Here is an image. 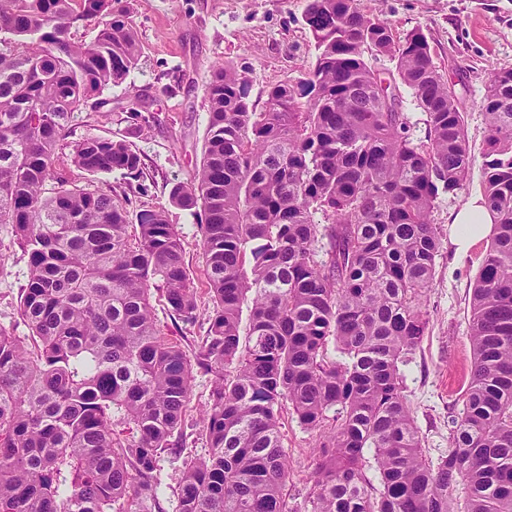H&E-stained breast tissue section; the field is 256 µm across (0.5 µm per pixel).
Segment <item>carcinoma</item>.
<instances>
[{"mask_svg": "<svg viewBox=\"0 0 512 512\" xmlns=\"http://www.w3.org/2000/svg\"><path fill=\"white\" fill-rule=\"evenodd\" d=\"M304 20L316 61L271 87L261 111L229 63L205 87L202 162L169 193L198 216L212 293L189 351L151 302L154 286L174 318H197L167 211L131 225L112 190L54 172L72 114L137 65L128 8L0 0V224L28 256L30 332L0 328V512H163L160 462L185 446L196 371L212 382L208 449L186 462L175 512H284L285 406L317 433L310 512H512V69L491 70L480 102L496 233L472 289L463 410L433 463L401 367L427 329L436 201L463 189L472 164L464 113L422 32L397 37L356 0H306ZM86 25L94 38L73 41ZM368 54L396 59V77ZM401 84L426 114L422 140ZM72 163L92 177L143 174L121 138L83 137ZM117 415L132 436L113 429Z\"/></svg>", "mask_w": 512, "mask_h": 512, "instance_id": "carcinoma-1", "label": "carcinoma"}]
</instances>
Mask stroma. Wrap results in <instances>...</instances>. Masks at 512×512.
Returning a JSON list of instances; mask_svg holds the SVG:
<instances>
[{"instance_id":"35a3bbf8","label":"stroma","mask_w":512,"mask_h":512,"mask_svg":"<svg viewBox=\"0 0 512 512\" xmlns=\"http://www.w3.org/2000/svg\"><path fill=\"white\" fill-rule=\"evenodd\" d=\"M306 0H127L136 27L140 56L134 70L100 95L102 109L84 106L73 113L66 146L55 172L85 185L91 178L71 162V145L89 134L126 140L144 164L142 180L115 171L99 181L126 198L130 215L167 207L185 249V263L198 289L200 311L211 305L197 219L169 206L176 183L189 182L200 163L206 137L204 89L215 64L230 62L247 71L251 99L263 108L269 88L297 83L316 60L314 39L304 21ZM360 10L387 21L397 36L418 29L427 37L435 65L453 85L465 114L474 157L464 190L440 195L433 222L442 248L427 292L428 328L404 366L405 393L429 459L447 454L449 416L463 408L472 351L468 336L471 289L489 240L476 242L467 255L450 243V214L482 194V165L487 124L480 101L490 69H512V0H358ZM27 257L11 225L0 224V328L28 336L19 293L26 283ZM211 379L196 374L185 412L186 446L182 456L166 457L159 479L167 497L165 512H175L171 492L184 457L204 454L206 440L198 425L208 401ZM282 443L290 460L286 512H308L314 492L317 436L305 429L291 409L280 412Z\"/></svg>"}]
</instances>
